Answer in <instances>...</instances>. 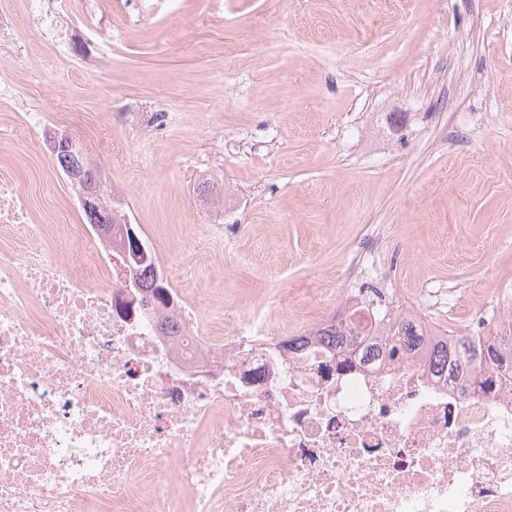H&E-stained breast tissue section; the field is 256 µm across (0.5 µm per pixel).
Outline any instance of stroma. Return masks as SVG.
<instances>
[{
  "instance_id": "stroma-1",
  "label": "stroma",
  "mask_w": 512,
  "mask_h": 512,
  "mask_svg": "<svg viewBox=\"0 0 512 512\" xmlns=\"http://www.w3.org/2000/svg\"><path fill=\"white\" fill-rule=\"evenodd\" d=\"M0 22V177L36 220L84 216L26 112L78 135L109 206L224 319L293 334L381 276L465 335L512 293V0H69L53 39L0 0Z\"/></svg>"
}]
</instances>
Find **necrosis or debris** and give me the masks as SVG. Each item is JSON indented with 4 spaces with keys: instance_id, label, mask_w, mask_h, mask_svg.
<instances>
[{
    "instance_id": "obj_1",
    "label": "necrosis or debris",
    "mask_w": 512,
    "mask_h": 512,
    "mask_svg": "<svg viewBox=\"0 0 512 512\" xmlns=\"http://www.w3.org/2000/svg\"><path fill=\"white\" fill-rule=\"evenodd\" d=\"M0 179V512H512V383L202 319Z\"/></svg>"
}]
</instances>
